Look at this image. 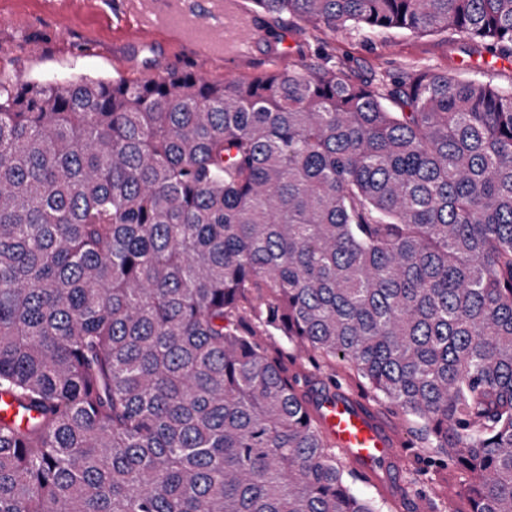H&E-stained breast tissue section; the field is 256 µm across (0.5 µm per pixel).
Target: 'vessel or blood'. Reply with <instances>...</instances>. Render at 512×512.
<instances>
[{
    "label": "vessel or blood",
    "instance_id": "1",
    "mask_svg": "<svg viewBox=\"0 0 512 512\" xmlns=\"http://www.w3.org/2000/svg\"><path fill=\"white\" fill-rule=\"evenodd\" d=\"M181 0H167L160 11L155 0H129L126 11L143 35L167 32L191 41L201 62L242 56L258 37L251 14L240 0H208L209 13L219 15L221 27L203 22L180 9ZM309 409L346 461L378 486H386L401 457V441L370 404L339 387L312 393Z\"/></svg>",
    "mask_w": 512,
    "mask_h": 512
}]
</instances>
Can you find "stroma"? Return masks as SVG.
I'll use <instances>...</instances> for the list:
<instances>
[{
    "mask_svg": "<svg viewBox=\"0 0 512 512\" xmlns=\"http://www.w3.org/2000/svg\"><path fill=\"white\" fill-rule=\"evenodd\" d=\"M254 19L263 32L276 28L280 42L263 35L243 57L204 64L187 41L165 35L141 39L126 15L125 0H0V70L23 81L77 76L137 81L149 71L192 69L210 80L246 82L288 71L303 59L320 71L341 66L366 78L431 69L512 87V64L498 65L484 46L447 34L334 32L286 15L278 19L258 13ZM269 349L281 354L298 379H334L376 406L404 442L396 475L399 493L385 496L348 466L344 478L355 492L372 499L380 512H430L436 506L444 512H468L465 490L473 483V474L454 463L441 468L420 464L421 456H441V449H427L395 407L376 396L362 379L343 365L311 360L283 343H270Z\"/></svg>",
    "mask_w": 512,
    "mask_h": 512,
    "instance_id": "35a3bbf8",
    "label": "stroma"
}]
</instances>
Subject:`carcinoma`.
<instances>
[{
    "mask_svg": "<svg viewBox=\"0 0 512 512\" xmlns=\"http://www.w3.org/2000/svg\"><path fill=\"white\" fill-rule=\"evenodd\" d=\"M512 57V0H252ZM512 512V89L0 70V512H378L262 337Z\"/></svg>",
    "mask_w": 512,
    "mask_h": 512,
    "instance_id": "cac0c4a2",
    "label": "carcinoma"
}]
</instances>
